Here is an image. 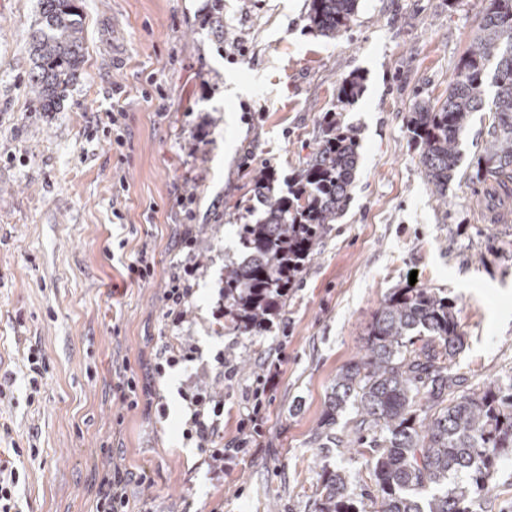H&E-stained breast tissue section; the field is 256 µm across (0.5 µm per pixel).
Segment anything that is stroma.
Segmentation results:
<instances>
[{
	"label": "stroma",
	"mask_w": 512,
	"mask_h": 512,
	"mask_svg": "<svg viewBox=\"0 0 512 512\" xmlns=\"http://www.w3.org/2000/svg\"><path fill=\"white\" fill-rule=\"evenodd\" d=\"M85 57L55 112L34 109L29 34L38 0H0V446H35L18 489L22 512H94L112 449L151 488L130 484L132 512H313L322 469L369 481L367 455L321 447L319 423L337 371L360 355L383 302L416 281L458 309L464 347L454 363L469 389L512 378V199L475 178L493 118L474 113L459 142L446 203L432 195L407 122L415 102L444 94L472 43L484 0H359L348 32L322 36L309 0H79ZM362 78L340 103L338 83ZM161 85L164 109L143 90ZM126 117L112 132L113 101ZM354 130L351 199L306 263L271 331L243 336L213 312L237 227L261 218L249 168L286 185L315 149L323 113ZM124 180L123 196L112 185ZM192 196L188 207L177 196ZM192 227L198 270L180 329L164 291ZM154 274L131 279L139 251ZM188 336L201 363L223 351L230 378L207 377L224 397V437L238 435L257 378L273 377L261 437L212 479L183 439L178 395L195 367L149 381L137 408L114 394L122 364L136 373ZM40 348L48 372L26 400L23 354ZM165 404L159 415L157 404Z\"/></svg>",
	"instance_id": "1"
}]
</instances>
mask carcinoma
Here are the masks:
<instances>
[{"label":"carcinoma","instance_id":"1","mask_svg":"<svg viewBox=\"0 0 512 512\" xmlns=\"http://www.w3.org/2000/svg\"><path fill=\"white\" fill-rule=\"evenodd\" d=\"M479 33L460 59L443 100L414 105L408 131L420 148L422 173L433 194L446 198L458 176V144L473 114L494 113L492 140L476 176L488 173L512 191V0H487ZM31 33L29 83L38 112L58 110L84 60L77 0H38ZM358 0H310L311 26L323 36L343 35ZM494 68L495 94L485 101L484 76ZM360 76L341 79L338 98L354 101ZM358 163L357 142L336 112L320 121L316 151L274 191L276 172H250L264 219L238 225L245 258L224 267V316L236 331L269 329L296 287L329 226L345 211ZM463 347L454 305L428 288L405 287L384 300L368 332L363 354L336 373L325 402L321 434L331 433L340 415L357 409L355 442L373 452V483L349 486L340 470H322L314 512H356L354 499L367 498L377 512H473L489 491L500 459L512 454V381H491L479 392L454 396L465 378L453 368ZM463 475L465 484L448 486Z\"/></svg>","mask_w":512,"mask_h":512}]
</instances>
